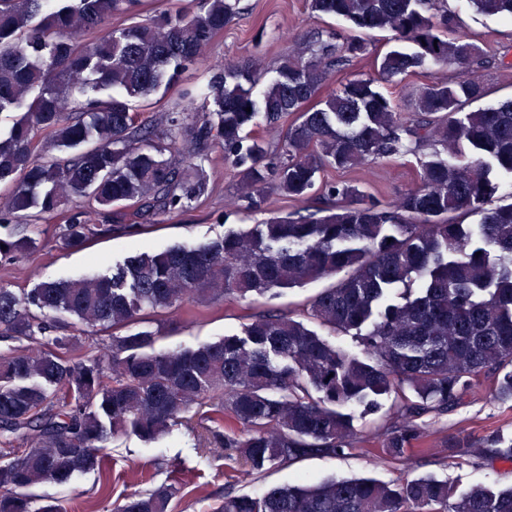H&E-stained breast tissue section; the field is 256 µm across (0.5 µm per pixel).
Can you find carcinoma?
Listing matches in <instances>:
<instances>
[{
  "label": "carcinoma",
  "instance_id": "obj_1",
  "mask_svg": "<svg viewBox=\"0 0 512 512\" xmlns=\"http://www.w3.org/2000/svg\"><path fill=\"white\" fill-rule=\"evenodd\" d=\"M475 11L512 19V0H470ZM143 0H0V258L19 262L34 240L10 225L53 219L57 246L82 249L132 215L147 223L191 208L209 192L204 171L218 144L241 197L278 194L294 204L320 193L317 214L296 209L194 246L144 251L111 271L43 281L27 293L0 286V336L27 345L0 353V512H66L27 490L107 470L115 436L151 442L207 407L205 446L255 474L309 457L350 453L360 437L345 405L376 411L395 397L379 452L400 461L426 430L425 413L458 405L490 373L492 396L512 401V202L488 205L492 175L512 180V98L472 108L489 90L473 69L484 51L454 34L437 0H308L317 16L353 35L299 46L258 91L255 59L212 66L206 86L186 90L190 111L143 118L140 102L180 85L205 48L233 22L236 0H190L147 23ZM390 32L410 44L374 55L373 73L331 87V74L370 54L366 36ZM445 67L401 100L380 84ZM251 112H246V108ZM293 117L280 151L257 128ZM417 157L418 185L385 203L352 181H322L381 158ZM112 218L92 225L91 213ZM457 214L479 216L475 224ZM327 279L310 301L312 322L366 329L351 355L288 311L260 314L241 333L195 349H158L147 316L199 298L263 296ZM404 287L402 301L389 300ZM75 319L73 332L57 316ZM126 329L86 358L67 353L77 333ZM446 457L512 461V441L459 434ZM176 486L131 494L110 512H172ZM220 512H512V487L460 496L431 476L396 486L369 478L224 495Z\"/></svg>",
  "mask_w": 512,
  "mask_h": 512
}]
</instances>
